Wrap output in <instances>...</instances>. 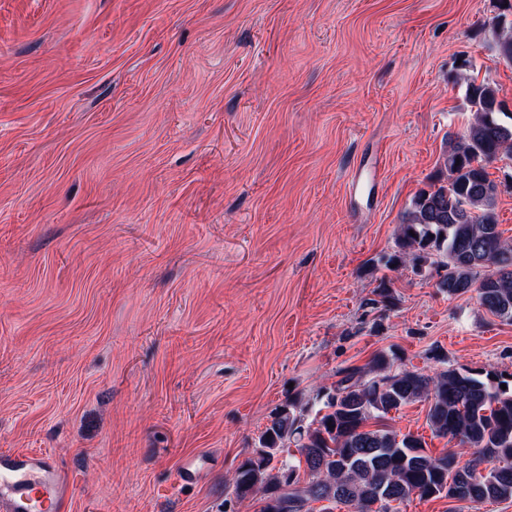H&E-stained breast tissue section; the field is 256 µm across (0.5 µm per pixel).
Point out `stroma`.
Masks as SVG:
<instances>
[{
  "label": "stroma",
  "instance_id": "stroma-1",
  "mask_svg": "<svg viewBox=\"0 0 512 512\" xmlns=\"http://www.w3.org/2000/svg\"><path fill=\"white\" fill-rule=\"evenodd\" d=\"M499 0H0V451L74 512H259L224 480L338 369L512 375V322L390 270ZM395 305L369 306L380 281ZM428 405L386 424L432 455ZM203 472L180 482L183 459ZM392 512H512L417 496Z\"/></svg>",
  "mask_w": 512,
  "mask_h": 512
}]
</instances>
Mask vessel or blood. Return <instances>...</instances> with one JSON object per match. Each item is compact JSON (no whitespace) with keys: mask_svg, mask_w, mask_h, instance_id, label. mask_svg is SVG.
<instances>
[{"mask_svg":"<svg viewBox=\"0 0 512 512\" xmlns=\"http://www.w3.org/2000/svg\"><path fill=\"white\" fill-rule=\"evenodd\" d=\"M74 480L47 452H0V512H69Z\"/></svg>","mask_w":512,"mask_h":512,"instance_id":"1","label":"vessel or blood"}]
</instances>
